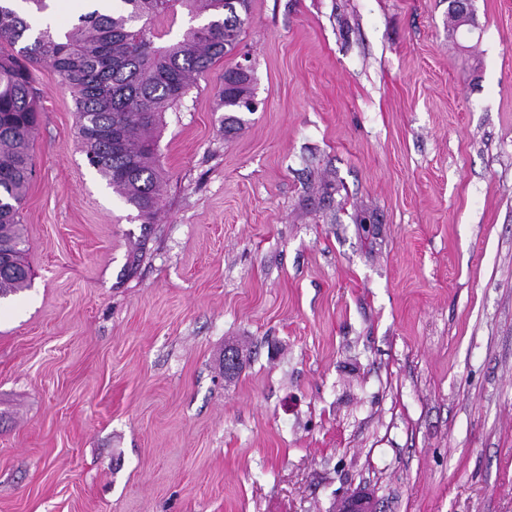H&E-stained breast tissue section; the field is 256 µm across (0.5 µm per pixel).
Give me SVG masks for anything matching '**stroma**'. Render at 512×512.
I'll return each instance as SVG.
<instances>
[{"label": "stroma", "mask_w": 512, "mask_h": 512, "mask_svg": "<svg viewBox=\"0 0 512 512\" xmlns=\"http://www.w3.org/2000/svg\"><path fill=\"white\" fill-rule=\"evenodd\" d=\"M253 0L165 112L156 223L35 72L0 512H512V0ZM243 352L224 374V350ZM238 65L224 69V74L221 76L218 90V108H224V112H242L239 108V102L253 98L251 88L253 76L251 71L248 75L240 73H247L249 64L239 63ZM333 512H379L369 494L357 493L341 500Z\"/></svg>", "instance_id": "stroma-1"}]
</instances>
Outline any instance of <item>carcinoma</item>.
I'll return each instance as SVG.
<instances>
[{
	"instance_id": "obj_1",
	"label": "carcinoma",
	"mask_w": 512,
	"mask_h": 512,
	"mask_svg": "<svg viewBox=\"0 0 512 512\" xmlns=\"http://www.w3.org/2000/svg\"><path fill=\"white\" fill-rule=\"evenodd\" d=\"M252 0H118L79 17L59 36L32 26L0 0V296L30 284L21 206L35 173L31 143L40 94L33 69H52L75 102L78 139L89 165L144 224L160 210L163 176L155 135L164 112L180 104L193 79L232 54ZM180 6L203 23L160 42L158 18ZM253 76L224 69L218 108L241 123L239 102L252 98Z\"/></svg>"
}]
</instances>
